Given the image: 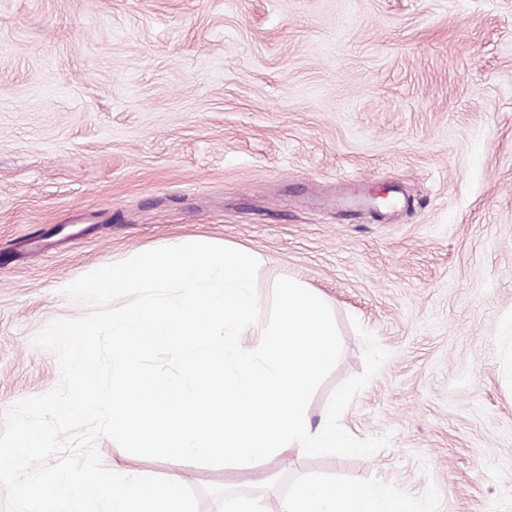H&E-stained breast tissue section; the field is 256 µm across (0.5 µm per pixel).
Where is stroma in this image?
I'll return each instance as SVG.
<instances>
[{
  "mask_svg": "<svg viewBox=\"0 0 512 512\" xmlns=\"http://www.w3.org/2000/svg\"><path fill=\"white\" fill-rule=\"evenodd\" d=\"M263 256L330 307L341 357L312 397L389 359L345 412L367 457L288 452L178 472L199 512L303 480L382 483L422 512H512V0H0V415L53 390L33 343L63 289L142 250Z\"/></svg>",
  "mask_w": 512,
  "mask_h": 512,
  "instance_id": "stroma-1",
  "label": "stroma"
}]
</instances>
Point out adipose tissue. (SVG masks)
<instances>
[{"label":"adipose tissue","mask_w":512,"mask_h":512,"mask_svg":"<svg viewBox=\"0 0 512 512\" xmlns=\"http://www.w3.org/2000/svg\"><path fill=\"white\" fill-rule=\"evenodd\" d=\"M283 512H413V506L378 484L306 481L289 495Z\"/></svg>","instance_id":"adipose-tissue-1"}]
</instances>
